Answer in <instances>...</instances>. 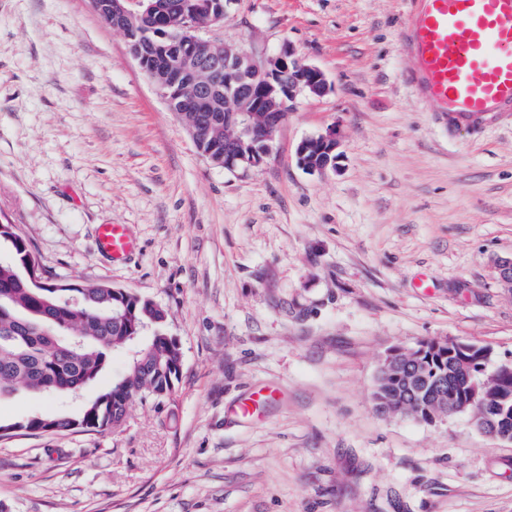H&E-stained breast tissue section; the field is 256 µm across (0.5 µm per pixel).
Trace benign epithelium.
Instances as JSON below:
<instances>
[{"label": "benign epithelium", "instance_id": "benign-epithelium-1", "mask_svg": "<svg viewBox=\"0 0 512 512\" xmlns=\"http://www.w3.org/2000/svg\"><path fill=\"white\" fill-rule=\"evenodd\" d=\"M183 22L173 43L179 48L177 59L168 64L150 68L143 64V48L155 47V41L145 32L127 37L131 54L140 63L142 71L156 85L173 112H224V126L235 131V137L224 141V154L232 160V169L249 170L263 165L271 155V143L281 118L289 102L298 95L321 96L330 85L318 67L305 64L296 57L291 47L283 48L268 63L261 64L249 54L230 48L222 42L207 39L202 31L208 26L223 21L218 15L203 23L199 20L201 4L189 0L179 4ZM144 15L158 13V5L145 0H114L112 2V27L118 28L122 18L134 12ZM209 67H203V64ZM211 73H224V90L211 87L207 82L197 85L196 77L200 70ZM189 84L197 89L188 97L183 96V88ZM224 94V104H219V94ZM278 112L280 119L256 124V113ZM322 147V151L332 154L338 147L336 134L308 137L297 147L299 164L310 173H324L335 168L330 158L319 164L310 165L305 160L308 151ZM451 350L460 362L470 364L487 359V352L481 346L454 340L426 343L414 350L412 360L405 361L399 351L392 349L385 356L380 371L385 378L402 374L420 382L419 361L426 355Z\"/></svg>", "mask_w": 512, "mask_h": 512}]
</instances>
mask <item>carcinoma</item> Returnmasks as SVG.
<instances>
[{"instance_id":"1","label":"carcinoma","mask_w":512,"mask_h":512,"mask_svg":"<svg viewBox=\"0 0 512 512\" xmlns=\"http://www.w3.org/2000/svg\"><path fill=\"white\" fill-rule=\"evenodd\" d=\"M224 123L208 128L205 137L194 140L200 154L214 147L211 164L224 167ZM11 246L8 260H0V396L29 392L62 395L72 393L95 380L105 370L112 353L130 345L132 337L151 331L129 363L124 375L109 391L87 403L76 417L28 415L18 420L0 421V438L17 433L54 436L70 430L95 431L121 428L127 408L135 399L144 402L168 397L182 371V351L177 340L166 332L167 312L152 300L108 284H82L68 281L40 282L33 271L39 268L34 254L13 224L0 222V242ZM82 299L77 306L67 304L69 294ZM55 325L56 340L41 337L39 328ZM509 365L495 367L462 365L450 359L422 366L429 383L414 386L406 377L374 382L375 406L388 414H399L427 422L434 409V380L441 376L448 397L447 416L461 413L456 404L477 387L494 406L498 395L512 390ZM477 428L497 438L512 436V409L482 422L481 409H466Z\"/></svg>"}]
</instances>
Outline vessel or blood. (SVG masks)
Wrapping results in <instances>:
<instances>
[{
  "instance_id": "b4317fda",
  "label": "vessel or blood",
  "mask_w": 512,
  "mask_h": 512,
  "mask_svg": "<svg viewBox=\"0 0 512 512\" xmlns=\"http://www.w3.org/2000/svg\"><path fill=\"white\" fill-rule=\"evenodd\" d=\"M399 50L408 83L445 127L512 116V0H410ZM96 244L115 262L137 249L125 224L98 225Z\"/></svg>"
}]
</instances>
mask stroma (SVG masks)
Wrapping results in <instances>:
<instances>
[{
	"label": "stroma",
	"mask_w": 512,
	"mask_h": 512,
	"mask_svg": "<svg viewBox=\"0 0 512 512\" xmlns=\"http://www.w3.org/2000/svg\"><path fill=\"white\" fill-rule=\"evenodd\" d=\"M408 0H232L208 37L264 62L292 47L329 92L298 96L261 168L212 166L89 0H0V221L43 277L106 283L168 313L173 394L119 431L0 440L7 512H512V443L470 415L377 412L388 349L456 340L512 362V120L448 130L405 82ZM335 130V168L298 163ZM129 225L112 263L96 227ZM0 398V420L79 414ZM278 395L251 417L235 403Z\"/></svg>",
	"instance_id": "1"
}]
</instances>
